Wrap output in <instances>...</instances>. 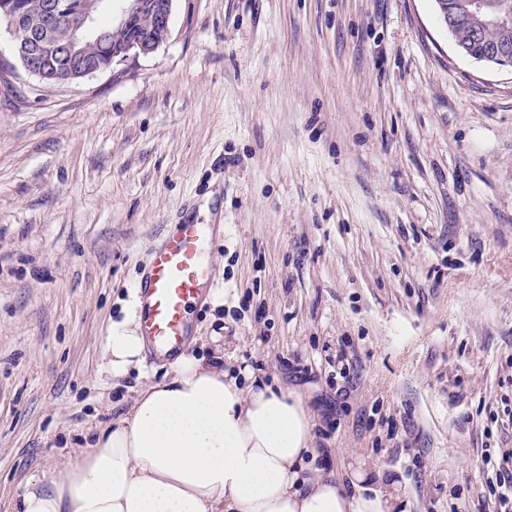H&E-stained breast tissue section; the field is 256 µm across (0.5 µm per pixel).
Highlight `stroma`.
Listing matches in <instances>:
<instances>
[{
	"label": "stroma",
	"mask_w": 512,
	"mask_h": 512,
	"mask_svg": "<svg viewBox=\"0 0 512 512\" xmlns=\"http://www.w3.org/2000/svg\"><path fill=\"white\" fill-rule=\"evenodd\" d=\"M0 512L165 363L113 375L166 225L218 222L188 352L315 415L306 475L398 477L405 512H497L512 448V71L434 0H173L117 72L46 85L0 41ZM487 464L495 470L493 483L494 494L500 507L499 512L512 511V448H499L496 457L492 461L489 457Z\"/></svg>",
	"instance_id": "obj_1"
}]
</instances>
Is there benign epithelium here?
I'll list each match as a JSON object with an SVG mask.
<instances>
[{
    "label": "benign epithelium",
    "mask_w": 512,
    "mask_h": 512,
    "mask_svg": "<svg viewBox=\"0 0 512 512\" xmlns=\"http://www.w3.org/2000/svg\"><path fill=\"white\" fill-rule=\"evenodd\" d=\"M117 30L119 40L108 38L98 24L99 0H40L32 11L26 0H0V18L7 21L16 60L29 75L45 84L77 82L114 68L129 57L149 56L166 39L173 0H127ZM440 22L452 37L458 56L493 69L512 70V43L503 40L482 55L470 53L456 32L512 28V17L487 10V0H464L455 5L435 0ZM93 43L99 49L88 51Z\"/></svg>",
    "instance_id": "benign-epithelium-1"
}]
</instances>
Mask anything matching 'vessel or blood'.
Returning a JSON list of instances; mask_svg holds the SVG:
<instances>
[{"label": "vessel or blood", "instance_id": "obj_1", "mask_svg": "<svg viewBox=\"0 0 512 512\" xmlns=\"http://www.w3.org/2000/svg\"><path fill=\"white\" fill-rule=\"evenodd\" d=\"M217 231V225L186 220L171 225L152 248L148 269L133 287L138 323L152 359H171L189 343L192 314L215 283Z\"/></svg>", "mask_w": 512, "mask_h": 512}]
</instances>
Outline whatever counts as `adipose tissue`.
<instances>
[{
	"mask_svg": "<svg viewBox=\"0 0 512 512\" xmlns=\"http://www.w3.org/2000/svg\"><path fill=\"white\" fill-rule=\"evenodd\" d=\"M116 328L105 356L126 372L144 350ZM314 418L293 391L244 384L222 358L179 354L171 376L95 435L61 473L28 481L22 512H400L396 476L356 466V493L304 476Z\"/></svg>",
	"mask_w": 512,
	"mask_h": 512,
	"instance_id": "1",
	"label": "adipose tissue"
}]
</instances>
